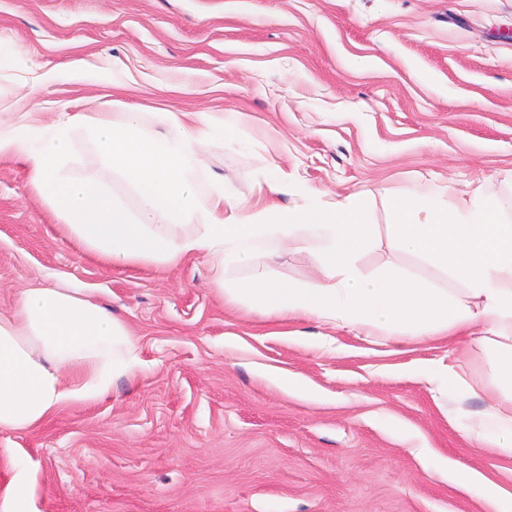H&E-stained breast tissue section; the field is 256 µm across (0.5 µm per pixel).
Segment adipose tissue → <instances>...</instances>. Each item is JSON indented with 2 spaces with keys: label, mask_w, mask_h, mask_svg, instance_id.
I'll list each match as a JSON object with an SVG mask.
<instances>
[{
  "label": "adipose tissue",
  "mask_w": 512,
  "mask_h": 512,
  "mask_svg": "<svg viewBox=\"0 0 512 512\" xmlns=\"http://www.w3.org/2000/svg\"><path fill=\"white\" fill-rule=\"evenodd\" d=\"M159 118L168 134L144 124L134 108L65 112L44 125L0 114V157L27 163L34 189L55 208L63 233L111 266L172 267L198 255L246 266L256 242L292 239L314 253L315 285L255 275L223 289L225 302L380 336H456L479 328L480 343L496 348L495 383L505 399L484 414L476 437L481 447L512 459V344L502 342L512 331V222L495 198L477 187L465 207L452 210L439 193L411 192L390 206L397 247L464 280L483 299L473 310L397 272L361 274L358 259L376 228L359 196L326 201L309 192L294 208L243 210L223 182L200 168L194 152L201 137H236L235 124L207 112ZM79 129L136 190V211L103 183L64 174ZM137 362L126 324L81 289H26L16 313H0V430H27L68 403L104 397L114 378L132 376Z\"/></svg>",
  "instance_id": "adipose-tissue-1"
}]
</instances>
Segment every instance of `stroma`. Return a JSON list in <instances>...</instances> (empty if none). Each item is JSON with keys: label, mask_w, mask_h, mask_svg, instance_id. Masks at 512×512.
I'll use <instances>...</instances> for the list:
<instances>
[{"label": "stroma", "mask_w": 512, "mask_h": 512, "mask_svg": "<svg viewBox=\"0 0 512 512\" xmlns=\"http://www.w3.org/2000/svg\"><path fill=\"white\" fill-rule=\"evenodd\" d=\"M0 113L134 106L234 120L235 141L203 138L201 168L251 205L365 194L374 242L361 272L396 270L480 300L432 261L400 251L392 196L441 189L464 206L483 186L512 215V0H0ZM111 72L79 82L73 66ZM54 80H44L46 72ZM70 173L134 189L76 133ZM253 267L312 284L301 245L260 243ZM205 256L166 268L113 267L77 249L30 183L0 158V309L32 286L84 288L132 332L139 365L109 393L25 431L0 430V498L22 512H485L469 467L512 494V461L465 438L499 395L494 353L456 336L385 339L225 304L245 277ZM473 391L448 387L447 366ZM298 375L308 396L278 375ZM27 473L15 487L16 467Z\"/></svg>", "instance_id": "1"}]
</instances>
